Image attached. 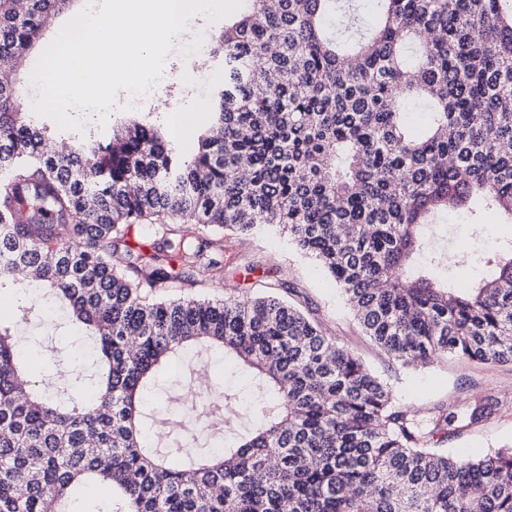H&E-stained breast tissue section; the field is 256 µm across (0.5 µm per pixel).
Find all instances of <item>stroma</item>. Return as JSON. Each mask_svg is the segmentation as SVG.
Returning a JSON list of instances; mask_svg holds the SVG:
<instances>
[{
    "mask_svg": "<svg viewBox=\"0 0 512 512\" xmlns=\"http://www.w3.org/2000/svg\"><path fill=\"white\" fill-rule=\"evenodd\" d=\"M218 78L216 70H208L207 81L197 93H188L186 86L175 85L160 94L149 92L134 109L126 106L125 91H118L106 121L97 123L96 128L106 132L125 122L145 119L166 129L170 126L169 114L174 111L179 113L182 122V131L175 137L174 144L182 152H191L198 136L208 127L209 114L202 108L190 111L188 104L194 96H208ZM446 223L448 230L438 233L436 245L448 256L449 280L461 287L485 275L486 269L478 257L487 242L512 238V224L495 223L490 214L486 215L484 223L473 224L464 213L456 212L449 214ZM251 261L258 264L252 272L246 269ZM268 285L274 293L297 304L327 334L360 355L373 371L390 383L399 403L416 409L446 401L465 404L481 393L498 400L493 415L478 427L449 435L440 443L441 451L470 458L491 456L512 448V364L479 365L450 358L415 369L401 367L363 335L335 283L289 242L287 234L225 236L221 287H214L211 281L205 280L167 290L166 295L170 298L186 295L220 298L230 287L237 295L249 297L262 293ZM24 331L41 336L45 353L58 349L80 358L90 350V341L83 331L67 325L56 314L32 317ZM45 353L36 356L37 369H45Z\"/></svg>",
    "mask_w": 512,
    "mask_h": 512,
    "instance_id": "1",
    "label": "stroma"
}]
</instances>
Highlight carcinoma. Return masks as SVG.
<instances>
[{"instance_id": "carcinoma-1", "label": "carcinoma", "mask_w": 512, "mask_h": 512, "mask_svg": "<svg viewBox=\"0 0 512 512\" xmlns=\"http://www.w3.org/2000/svg\"><path fill=\"white\" fill-rule=\"evenodd\" d=\"M0 0V58L43 46L72 0ZM210 33L222 79L210 128L185 154L133 121L58 151L0 73V286L20 268L94 342L91 397L48 394L19 329L0 324V512H66L105 484L95 512H512V450L460 461L436 448L498 402L424 410L299 307L274 295L160 297L223 279L224 233L279 231L342 291L362 333L403 367L448 356L512 363V241L486 247L487 275L459 287L422 227L466 209L512 220V0H244ZM338 18L334 26L327 23ZM426 104L427 128L405 105ZM248 169H242V162ZM192 347L251 375L259 424L224 427L221 451L157 449L160 369ZM181 414L219 426L240 391L205 385Z\"/></svg>"}]
</instances>
